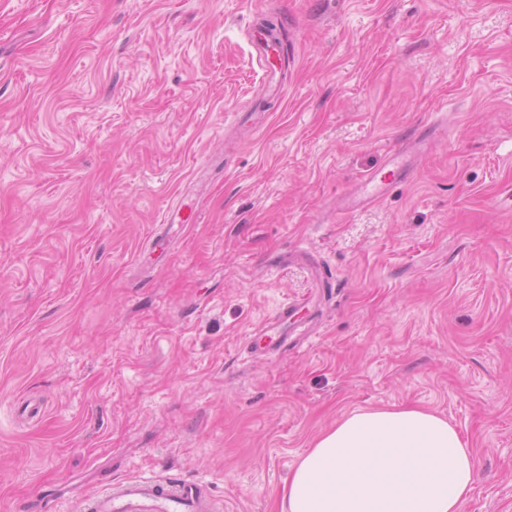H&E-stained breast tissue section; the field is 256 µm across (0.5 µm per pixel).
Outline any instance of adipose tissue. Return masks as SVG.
Returning <instances> with one entry per match:
<instances>
[{"instance_id": "ef3b65f1", "label": "adipose tissue", "mask_w": 512, "mask_h": 512, "mask_svg": "<svg viewBox=\"0 0 512 512\" xmlns=\"http://www.w3.org/2000/svg\"><path fill=\"white\" fill-rule=\"evenodd\" d=\"M476 471L473 451L440 415L356 411L300 458L283 512H461Z\"/></svg>"}]
</instances>
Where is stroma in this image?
I'll use <instances>...</instances> for the list:
<instances>
[{
  "label": "stroma",
  "mask_w": 512,
  "mask_h": 512,
  "mask_svg": "<svg viewBox=\"0 0 512 512\" xmlns=\"http://www.w3.org/2000/svg\"><path fill=\"white\" fill-rule=\"evenodd\" d=\"M509 192L512 0H0V512L160 475L282 512L322 433L393 406L473 449L462 512H512ZM290 303L306 335L255 350ZM250 38L259 57V61L267 70L274 71L275 69L272 67V64L275 59H279V45L270 41L265 33L260 32V29L254 30ZM448 137L446 126L428 123L423 129L404 139L391 153L385 165L376 172L370 173L360 180L350 197L355 206L380 198L385 191L406 182L412 167L408 159L423 153L432 144L444 141Z\"/></svg>",
  "instance_id": "obj_1"
}]
</instances>
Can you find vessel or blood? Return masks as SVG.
<instances>
[{
    "label": "vessel or blood",
    "mask_w": 512,
    "mask_h": 512,
    "mask_svg": "<svg viewBox=\"0 0 512 512\" xmlns=\"http://www.w3.org/2000/svg\"><path fill=\"white\" fill-rule=\"evenodd\" d=\"M250 38L262 65L271 67L280 55L279 45L257 30L251 33ZM447 137L446 127L431 122L420 132L404 139L379 171L360 180L351 193L354 204L359 206L371 202L388 189L406 182L412 173L410 158ZM301 326L294 306L289 305L264 323L258 333L268 338H285L294 335ZM82 512H218V508L200 484L156 477L113 484L109 491L85 498Z\"/></svg>",
    "instance_id": "obj_1"
}]
</instances>
